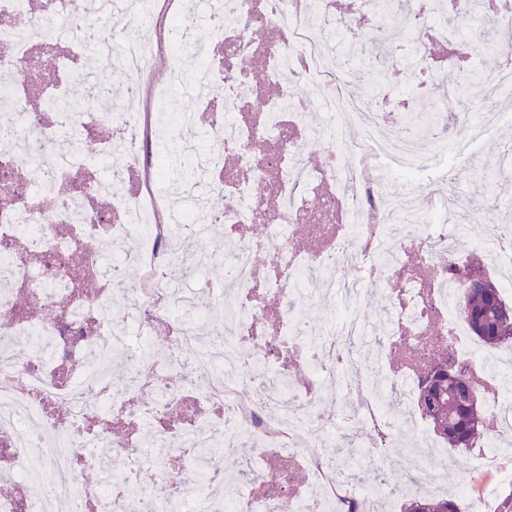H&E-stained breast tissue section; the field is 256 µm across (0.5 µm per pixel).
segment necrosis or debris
<instances>
[{
  "label": "necrosis or debris",
  "mask_w": 512,
  "mask_h": 512,
  "mask_svg": "<svg viewBox=\"0 0 512 512\" xmlns=\"http://www.w3.org/2000/svg\"><path fill=\"white\" fill-rule=\"evenodd\" d=\"M427 3L410 0L406 12L424 49L447 38ZM23 12L26 26L8 24ZM358 12L352 24L332 0H208L199 14L175 0H0V512H278L283 499L294 512H388V475L357 478L359 457L332 461L328 440L362 431L373 456L409 431L429 443L415 401L421 364L443 354L488 371L484 348L462 343L448 291L447 261L466 237L448 215V145L478 146L512 114L472 120L450 105L428 137L394 139L385 130L395 116L379 113L352 134L343 117L361 102L349 70L329 63L312 29L384 30L373 0ZM201 20L209 38L199 44L190 34ZM185 49L201 60L195 103L215 149L193 193L167 188L158 207L145 78ZM116 57L128 75L118 100L94 76ZM300 81L318 99L299 94ZM64 131L75 144L66 155ZM423 172V202L382 205L379 180L410 185ZM183 262L224 265L221 289L193 288L188 313L175 309L170 275ZM367 288L388 295L378 328L355 307ZM325 298L346 316L311 323L304 302ZM47 307L53 317L39 318ZM149 343L167 359L147 377ZM365 351L377 375L350 380ZM115 357L126 369L119 389L103 368ZM488 373L496 387L481 396L478 459L511 481L494 438L512 435L502 420L512 388ZM329 385L346 399L331 411ZM391 390L394 410L383 400ZM248 441L253 454L237 456ZM227 458L239 485L226 481ZM147 469L157 475L148 487ZM272 470L279 479L266 482Z\"/></svg>",
  "instance_id": "4bbe7bcc"
}]
</instances>
